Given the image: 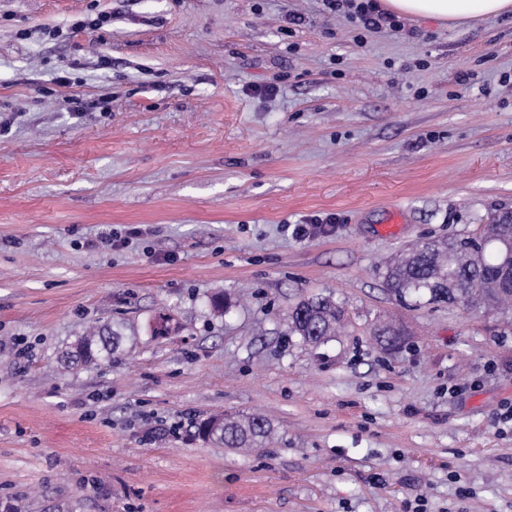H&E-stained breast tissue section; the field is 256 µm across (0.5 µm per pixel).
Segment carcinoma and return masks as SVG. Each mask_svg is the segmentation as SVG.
<instances>
[{
    "mask_svg": "<svg viewBox=\"0 0 512 512\" xmlns=\"http://www.w3.org/2000/svg\"><path fill=\"white\" fill-rule=\"evenodd\" d=\"M385 278L401 296L426 294L433 301L462 304L477 311H493L512 304V217L501 215L484 226L478 236L444 243H424L394 259ZM288 335L319 346L340 335L346 325L345 310L336 296L300 298L285 319ZM124 325L99 324L77 337L62 358L67 363L98 365L112 361L126 335ZM380 344L395 349L402 343V330L381 323L375 332ZM197 432L202 441L226 448H262L275 434L262 415L201 420Z\"/></svg>",
    "mask_w": 512,
    "mask_h": 512,
    "instance_id": "carcinoma-1",
    "label": "carcinoma"
}]
</instances>
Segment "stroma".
<instances>
[{"label": "stroma", "instance_id": "1", "mask_svg": "<svg viewBox=\"0 0 512 512\" xmlns=\"http://www.w3.org/2000/svg\"><path fill=\"white\" fill-rule=\"evenodd\" d=\"M504 212L511 12L364 33L323 0H0V512H512V311L384 280ZM329 291L346 334L288 335ZM103 321L127 353L63 363ZM252 413L267 447L194 436Z\"/></svg>", "mask_w": 512, "mask_h": 512}]
</instances>
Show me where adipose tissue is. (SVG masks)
Listing matches in <instances>:
<instances>
[{"label": "adipose tissue", "instance_id": "ef3b65f1", "mask_svg": "<svg viewBox=\"0 0 512 512\" xmlns=\"http://www.w3.org/2000/svg\"><path fill=\"white\" fill-rule=\"evenodd\" d=\"M385 6L399 14L448 23L512 11V0H385Z\"/></svg>", "mask_w": 512, "mask_h": 512}]
</instances>
